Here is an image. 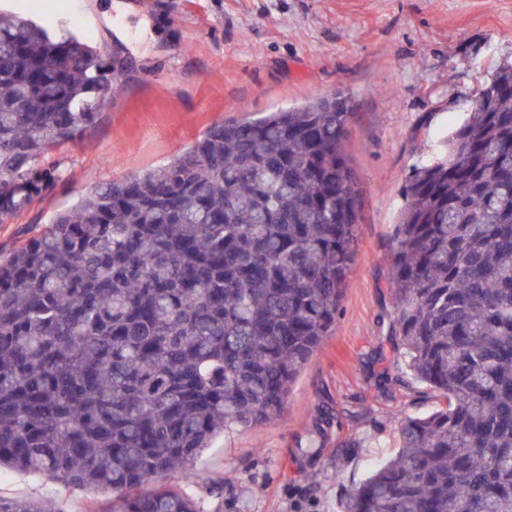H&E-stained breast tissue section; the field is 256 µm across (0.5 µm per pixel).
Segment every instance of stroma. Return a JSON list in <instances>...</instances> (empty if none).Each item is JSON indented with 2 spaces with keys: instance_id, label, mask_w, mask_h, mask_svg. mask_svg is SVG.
<instances>
[{
  "instance_id": "stroma-1",
  "label": "stroma",
  "mask_w": 512,
  "mask_h": 512,
  "mask_svg": "<svg viewBox=\"0 0 512 512\" xmlns=\"http://www.w3.org/2000/svg\"><path fill=\"white\" fill-rule=\"evenodd\" d=\"M39 22L101 47L118 91L97 123L50 150L56 177L0 220V258L98 183L167 165L212 124L341 92L362 197L359 250L336 324L303 366L281 414L218 436L187 490L204 512H341L345 496L398 448L395 414L439 402L390 334L388 244L413 165L441 151L484 78L512 58V0H43ZM121 16L138 46L109 20ZM331 427L321 428L323 412ZM0 495L49 512H110L109 497L44 475L0 471Z\"/></svg>"
}]
</instances>
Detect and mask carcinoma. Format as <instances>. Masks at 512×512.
I'll use <instances>...</instances> for the list:
<instances>
[{"label":"carcinoma","instance_id":"1","mask_svg":"<svg viewBox=\"0 0 512 512\" xmlns=\"http://www.w3.org/2000/svg\"><path fill=\"white\" fill-rule=\"evenodd\" d=\"M103 51L0 16V215L24 207L112 97ZM352 112L328 98L217 123L167 166L95 185L0 262V467L203 512L224 430L282 411L336 323L358 249ZM390 245L391 335L442 406L343 512H512V62L413 166ZM0 512H45L1 498Z\"/></svg>","mask_w":512,"mask_h":512}]
</instances>
